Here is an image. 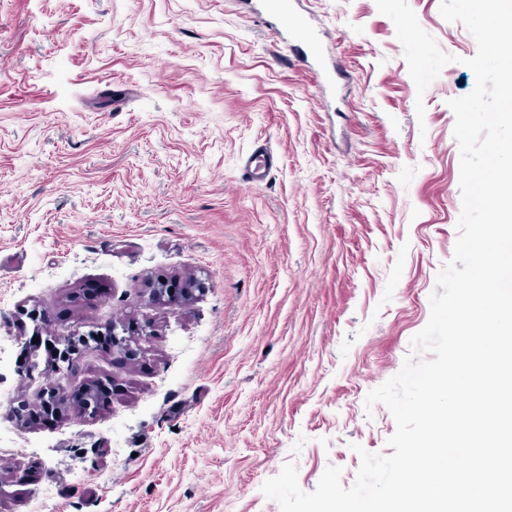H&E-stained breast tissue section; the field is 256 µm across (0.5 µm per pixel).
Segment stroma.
Wrapping results in <instances>:
<instances>
[{
  "instance_id": "35a3bbf8",
  "label": "stroma",
  "mask_w": 512,
  "mask_h": 512,
  "mask_svg": "<svg viewBox=\"0 0 512 512\" xmlns=\"http://www.w3.org/2000/svg\"><path fill=\"white\" fill-rule=\"evenodd\" d=\"M257 2L0 0L5 512H280L261 487L287 461L310 492L331 464L353 484V444L388 451L394 418L365 399L453 255L448 101L477 44L408 0L456 57L420 97L375 0H289L304 36ZM261 146L271 171L245 183ZM159 278L205 290L155 301ZM144 326L136 361L101 352ZM57 336L89 339L68 376ZM97 383L92 416L70 395ZM47 386L54 418L8 417Z\"/></svg>"
}]
</instances>
